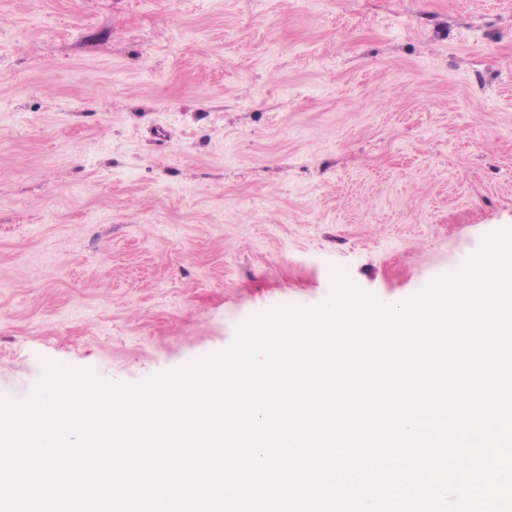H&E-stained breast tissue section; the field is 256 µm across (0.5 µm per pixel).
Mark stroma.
Here are the masks:
<instances>
[{
    "mask_svg": "<svg viewBox=\"0 0 512 512\" xmlns=\"http://www.w3.org/2000/svg\"><path fill=\"white\" fill-rule=\"evenodd\" d=\"M512 225V0H0V401L137 387Z\"/></svg>",
    "mask_w": 512,
    "mask_h": 512,
    "instance_id": "35a3bbf8",
    "label": "stroma"
}]
</instances>
